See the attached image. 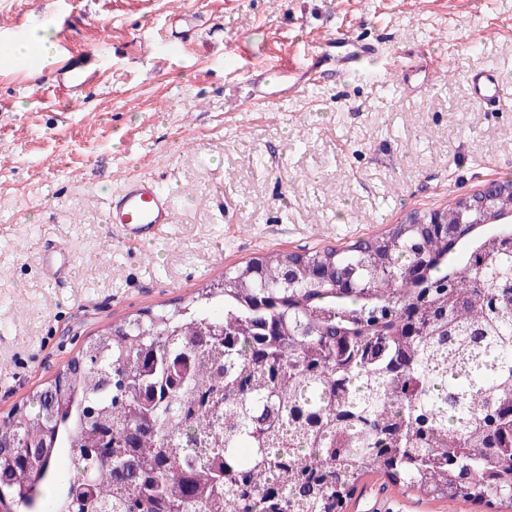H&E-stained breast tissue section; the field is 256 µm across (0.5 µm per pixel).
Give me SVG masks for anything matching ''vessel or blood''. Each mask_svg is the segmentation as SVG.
<instances>
[{
  "label": "vessel or blood",
  "mask_w": 512,
  "mask_h": 512,
  "mask_svg": "<svg viewBox=\"0 0 512 512\" xmlns=\"http://www.w3.org/2000/svg\"><path fill=\"white\" fill-rule=\"evenodd\" d=\"M374 48L354 41L349 48L335 55L318 53L308 64L264 70L259 78L273 84L277 98L292 97L311 84L319 70L349 72L354 64L372 58ZM97 71L91 57L80 53L65 54L51 73V79L66 97H80L96 79ZM472 98L478 106L498 101L503 96L499 72L486 68L469 78ZM173 207L170 198L159 188L156 179L144 174L129 180L114 194L108 204L107 223L118 227L124 241L146 244L155 240L171 224ZM39 262L47 277L56 279L68 274L72 256L67 248L54 245L45 250Z\"/></svg>",
  "instance_id": "1"
}]
</instances>
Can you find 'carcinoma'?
I'll use <instances>...</instances> for the list:
<instances>
[{
	"label": "carcinoma",
	"mask_w": 512,
	"mask_h": 512,
	"mask_svg": "<svg viewBox=\"0 0 512 512\" xmlns=\"http://www.w3.org/2000/svg\"><path fill=\"white\" fill-rule=\"evenodd\" d=\"M458 197L341 249L270 252L89 340L8 416L0 504L43 512H346L381 475L512 512V194Z\"/></svg>",
	"instance_id": "1"
}]
</instances>
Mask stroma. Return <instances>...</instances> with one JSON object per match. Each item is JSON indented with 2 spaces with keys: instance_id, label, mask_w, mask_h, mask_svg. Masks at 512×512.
I'll return each instance as SVG.
<instances>
[{
  "instance_id": "stroma-1",
  "label": "stroma",
  "mask_w": 512,
  "mask_h": 512,
  "mask_svg": "<svg viewBox=\"0 0 512 512\" xmlns=\"http://www.w3.org/2000/svg\"><path fill=\"white\" fill-rule=\"evenodd\" d=\"M43 22L89 54L81 102L37 80L56 54L0 61V420L128 315L184 302L259 254L342 246L407 212L512 180V98L473 104L467 73L512 85V0H0V35ZM354 37L380 55L288 100L249 73ZM440 61L404 83V56ZM153 173L174 222L123 241L106 200ZM73 263L61 282L38 258ZM348 512H485L365 478ZM39 262L47 277L56 279L68 274L72 256L67 248L54 245L41 254Z\"/></svg>"
}]
</instances>
